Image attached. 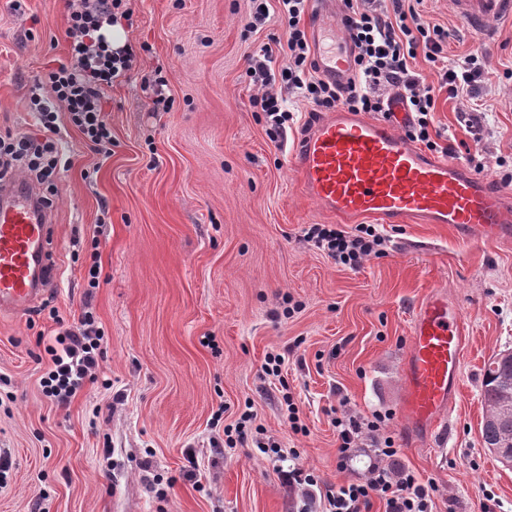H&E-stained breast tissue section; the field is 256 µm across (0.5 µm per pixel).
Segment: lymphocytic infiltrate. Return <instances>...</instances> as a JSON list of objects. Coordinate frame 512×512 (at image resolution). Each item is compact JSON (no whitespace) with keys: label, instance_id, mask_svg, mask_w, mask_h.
Returning a JSON list of instances; mask_svg holds the SVG:
<instances>
[{"label":"lymphocytic infiltrate","instance_id":"f902f5d3","mask_svg":"<svg viewBox=\"0 0 512 512\" xmlns=\"http://www.w3.org/2000/svg\"><path fill=\"white\" fill-rule=\"evenodd\" d=\"M123 2L68 0L69 61L48 75L55 105L42 103L37 108L38 120L47 130L55 129L57 111L65 109L85 144L103 154L112 143V131L103 116V91L135 67L137 52L130 46L113 51L91 35L111 24ZM308 2L277 0L279 16L288 29L287 48L279 54L268 46L250 59L248 71L258 88L251 105L265 113L275 129H283L291 120L287 99L292 95L317 112L343 106L352 112L386 115L398 103L412 114L407 137L428 144L432 141L428 116L436 109L439 93L457 101L470 97L484 72L485 56L479 50L463 60L449 61L447 30L427 21L409 0H343L340 22L354 49L355 70L345 84L325 80L316 74L305 25ZM420 57L436 68L437 84L424 83L413 68V61ZM57 166L53 141L23 132L0 136V170L21 168L48 182ZM305 236L336 264L351 269L377 255L384 242L369 225L349 232L336 225L313 224ZM106 345L92 312H82L73 323H59L44 346L51 365L40 381L43 395L64 406L86 386L99 383ZM383 421L378 414L369 421L351 415L337 419L338 468H346L354 448L366 438L374 445L377 462L364 477L327 491L325 512H368L375 498L383 501L385 512H432V485L421 483L412 472L393 474L380 467V459L397 453L393 440L381 431Z\"/></svg>","mask_w":512,"mask_h":512}]
</instances>
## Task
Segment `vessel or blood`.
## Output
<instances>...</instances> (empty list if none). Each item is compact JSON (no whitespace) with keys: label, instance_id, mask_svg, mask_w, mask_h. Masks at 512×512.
I'll use <instances>...</instances> for the list:
<instances>
[{"label":"vessel or blood","instance_id":"obj_1","mask_svg":"<svg viewBox=\"0 0 512 512\" xmlns=\"http://www.w3.org/2000/svg\"><path fill=\"white\" fill-rule=\"evenodd\" d=\"M313 16L320 76L347 79L351 43L329 0ZM473 31L512 18V0H454ZM408 113L387 120L343 109L317 119L289 158L306 192L343 223L454 225L463 239L512 238V205L464 165L421 150L402 132ZM53 212L23 177L0 183V313L22 314L57 276ZM465 331L459 307L440 291L414 310L401 376L403 424L413 435L445 426L460 394Z\"/></svg>","mask_w":512,"mask_h":512}]
</instances>
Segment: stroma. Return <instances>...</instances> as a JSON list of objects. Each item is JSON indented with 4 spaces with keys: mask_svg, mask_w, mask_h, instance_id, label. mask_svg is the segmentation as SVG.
Listing matches in <instances>:
<instances>
[{
    "mask_svg": "<svg viewBox=\"0 0 512 512\" xmlns=\"http://www.w3.org/2000/svg\"><path fill=\"white\" fill-rule=\"evenodd\" d=\"M115 17L116 46L138 62L105 89L112 152L87 148L61 120L66 165L40 191L54 214L60 279L21 316L0 317V512H313L278 470L312 472L320 490L363 474L358 455L338 470L335 421L383 414L392 471L433 485L434 512H512V471L484 448L483 370L512 348V240H462L450 224H382V255L356 269L305 241L333 218L303 192L289 166L311 112L271 142L248 58L287 29L270 14L247 27L250 0H130ZM424 17L448 30V56L480 49L484 75L470 107L485 112L469 132L455 101L438 97V146L512 192V21L491 36L469 29L452 0H425ZM65 0H0V134L44 137L32 92L53 99L48 73L68 58ZM164 85H157L156 76ZM169 108L153 111L156 96ZM101 286L86 292L91 261ZM440 289L467 327L460 395L445 435H409L400 422V373L414 308ZM91 306L107 338L96 385L59 407L41 392L49 364L42 337L56 318ZM284 358L281 378L264 372ZM299 408L288 420L286 398ZM250 414L285 455L252 441L218 450ZM199 464L185 480L187 453Z\"/></svg>",
    "mask_w": 512,
    "mask_h": 512,
    "instance_id": "35a3bbf8",
    "label": "stroma"
}]
</instances>
